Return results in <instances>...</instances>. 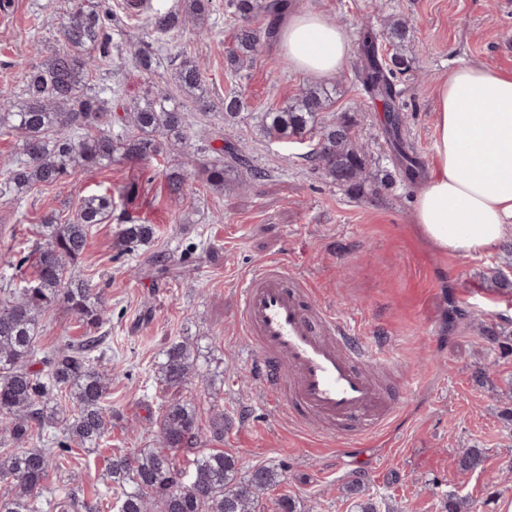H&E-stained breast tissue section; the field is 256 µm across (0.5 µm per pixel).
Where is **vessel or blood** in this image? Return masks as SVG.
Masks as SVG:
<instances>
[{
    "label": "vessel or blood",
    "instance_id": "b4317fda",
    "mask_svg": "<svg viewBox=\"0 0 512 512\" xmlns=\"http://www.w3.org/2000/svg\"><path fill=\"white\" fill-rule=\"evenodd\" d=\"M315 293L286 262L259 263L240 278L237 329L259 352L251 370L271 390L272 411L345 447L379 436L399 416L400 400L372 375L394 356L334 310L311 305Z\"/></svg>",
    "mask_w": 512,
    "mask_h": 512
}]
</instances>
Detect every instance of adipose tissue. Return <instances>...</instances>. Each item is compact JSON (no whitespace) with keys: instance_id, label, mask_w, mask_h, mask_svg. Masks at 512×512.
<instances>
[{"instance_id":"1","label":"adipose tissue","mask_w":512,"mask_h":512,"mask_svg":"<svg viewBox=\"0 0 512 512\" xmlns=\"http://www.w3.org/2000/svg\"><path fill=\"white\" fill-rule=\"evenodd\" d=\"M281 50L299 72L334 77L351 44L320 13H295L277 28ZM436 165L415 198L419 234L438 252L496 249L512 237V76L488 67L458 69L437 89Z\"/></svg>"}]
</instances>
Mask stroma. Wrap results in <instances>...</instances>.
I'll use <instances>...</instances> for the list:
<instances>
[{"label":"stroma","instance_id":"obj_1","mask_svg":"<svg viewBox=\"0 0 512 512\" xmlns=\"http://www.w3.org/2000/svg\"><path fill=\"white\" fill-rule=\"evenodd\" d=\"M112 11V63L125 102L162 92L182 98L174 79L181 57L199 62L210 109L183 100L191 121L189 144L165 146L163 154L132 166L122 160L42 186L20 199L0 196V288L19 285L14 267L20 250L38 238L49 214L72 217L84 196L111 194L116 211L152 225L150 243L119 252V222L94 225L75 266L77 275L101 294L110 320L100 368L110 371L108 405L112 429L100 448L77 449L68 469L89 489L107 491V456L131 454L154 445L165 407L190 400L209 421L213 410L231 418L220 448L238 459L241 474L258 466L283 471L280 492L299 500L302 512H355L344 492L361 480L380 512H446L449 498L462 499L466 512H507L512 504V425L504 417L512 399L502 396L512 379V352L490 348L482 323L512 322V292L491 277L504 262V248L442 256L418 234L412 220L417 184L397 174L384 135L381 103L367 99L348 59L332 78L336 88L331 116L350 113L358 141L380 169L393 175L378 196L357 195L337 186L305 161L304 146L265 140L262 113L279 107L309 84L287 61L277 41L262 40L250 65L231 71L226 57L240 24L226 0H213L205 30L194 26L154 40L145 20L129 19L119 0ZM72 0H14L0 18V91L20 95L24 64H37L61 49L57 25ZM297 11L317 10L346 30L350 41L373 27L385 32L402 18L410 27L405 53L408 71L395 79L403 108L406 139L431 172L436 156L437 87L453 70L481 64L512 75V0H296ZM150 42V68L134 51ZM237 89L247 107L232 127V139L246 148L263 179L230 184L223 194L197 188L182 200L170 199L166 174L192 170L195 148L212 144L225 127L215 104ZM287 260L293 273L310 280L322 305L335 310L363 335L387 341L397 364L379 376L389 391L407 398L394 422L391 447L370 446L355 463L335 441L302 436L266 405L267 393L252 376L256 350L235 326L236 286L256 263ZM85 326L57 307L43 326L40 349L62 339L79 341ZM198 345L207 379L168 388L157 380L168 346L182 338ZM486 369L489 380L473 374ZM478 449L477 469L460 471L455 452Z\"/></svg>","mask_w":512,"mask_h":512}]
</instances>
